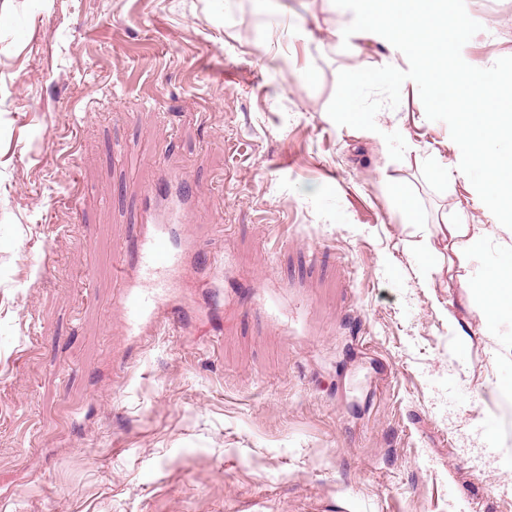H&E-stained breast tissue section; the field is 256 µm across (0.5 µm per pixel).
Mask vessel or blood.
Segmentation results:
<instances>
[{
  "instance_id": "1",
  "label": "vessel or blood",
  "mask_w": 512,
  "mask_h": 512,
  "mask_svg": "<svg viewBox=\"0 0 512 512\" xmlns=\"http://www.w3.org/2000/svg\"><path fill=\"white\" fill-rule=\"evenodd\" d=\"M178 263L179 256L164 228L139 241L135 261L127 272L133 285L122 292L127 326L152 321L167 288L165 275Z\"/></svg>"
}]
</instances>
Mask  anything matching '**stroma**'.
I'll return each mask as SVG.
<instances>
[{
  "label": "stroma",
  "instance_id": "stroma-1",
  "mask_svg": "<svg viewBox=\"0 0 512 512\" xmlns=\"http://www.w3.org/2000/svg\"><path fill=\"white\" fill-rule=\"evenodd\" d=\"M369 9L0 0V512H512V321L458 281L502 246L420 285L411 243L492 220ZM448 9L453 63L512 79V0ZM184 189L126 332L118 270Z\"/></svg>",
  "mask_w": 512,
  "mask_h": 512
}]
</instances>
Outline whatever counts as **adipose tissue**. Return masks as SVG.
<instances>
[{
    "label": "adipose tissue",
    "instance_id": "ef3b65f1",
    "mask_svg": "<svg viewBox=\"0 0 512 512\" xmlns=\"http://www.w3.org/2000/svg\"><path fill=\"white\" fill-rule=\"evenodd\" d=\"M433 12L403 9L398 0H374L379 23L391 37L411 47L420 59L423 80L437 88L448 111L477 116L481 129L465 138L466 169L479 173L481 192L492 214L494 228L512 237V181L500 180L502 171L512 170V113L489 108L490 100L512 99V81L485 82L488 66L474 62L462 71L448 61L449 31L462 26L459 15L450 13L447 0H435ZM450 250L458 255L473 254L489 234V229L469 223L466 215L456 222L442 224ZM469 296L479 298V317L487 335L512 319V255L503 254L494 273L462 281Z\"/></svg>",
    "mask_w": 512,
    "mask_h": 512
}]
</instances>
